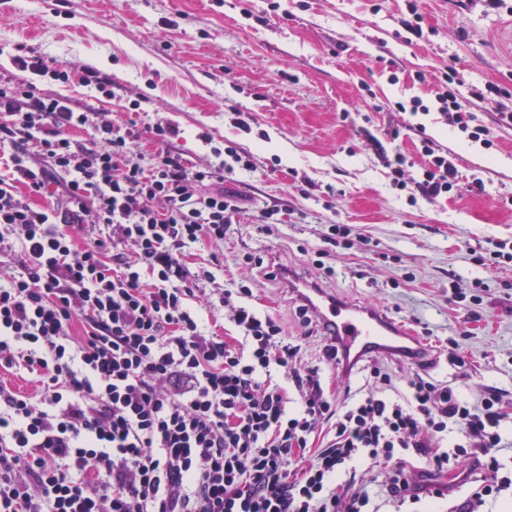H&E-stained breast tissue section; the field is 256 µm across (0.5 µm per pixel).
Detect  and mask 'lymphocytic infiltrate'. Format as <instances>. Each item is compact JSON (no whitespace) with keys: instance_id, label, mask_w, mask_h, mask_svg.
Masks as SVG:
<instances>
[{"instance_id":"f902f5d3","label":"lymphocytic infiltrate","mask_w":512,"mask_h":512,"mask_svg":"<svg viewBox=\"0 0 512 512\" xmlns=\"http://www.w3.org/2000/svg\"><path fill=\"white\" fill-rule=\"evenodd\" d=\"M452 67L435 101L449 126L491 146L475 107L492 99L512 126V88L487 82L461 91ZM91 127L92 145L72 130ZM160 149L138 158L136 124L109 114L89 121L64 98L0 78V226L19 240L22 272L0 285V368H23L32 396L0 386V512H424L434 477L448 476L451 512H481L512 494L499 456L512 447V403L501 389L467 394L416 373L405 392L375 368L361 394L338 401L279 321L246 304L230 319L235 341L204 331L213 306L186 248L224 239L240 206L224 189L251 169L237 149L227 163L189 167L167 144L177 126L151 128ZM44 159L31 166L29 145ZM428 164L387 162L409 198L455 186L454 158L427 135ZM55 201L33 203L48 184ZM164 203L155 209L154 200ZM98 227L77 244L76 233ZM81 335H73L74 325ZM287 373L298 408L273 384Z\"/></svg>"}]
</instances>
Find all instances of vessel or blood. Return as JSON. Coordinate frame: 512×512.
Instances as JSON below:
<instances>
[{"label": "vessel or blood", "mask_w": 512, "mask_h": 512, "mask_svg": "<svg viewBox=\"0 0 512 512\" xmlns=\"http://www.w3.org/2000/svg\"><path fill=\"white\" fill-rule=\"evenodd\" d=\"M283 284L317 313L325 336L335 340L344 355L359 359L386 350L408 351L411 332L401 322L370 307L350 304L294 272Z\"/></svg>", "instance_id": "obj_1"}]
</instances>
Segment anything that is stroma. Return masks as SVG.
Masks as SVG:
<instances>
[{
	"instance_id": "stroma-1",
	"label": "stroma",
	"mask_w": 512,
	"mask_h": 512,
	"mask_svg": "<svg viewBox=\"0 0 512 512\" xmlns=\"http://www.w3.org/2000/svg\"><path fill=\"white\" fill-rule=\"evenodd\" d=\"M410 0H0V76L69 99L79 110L137 123V154L158 149L149 128L178 126L171 143L190 166H219L234 146L253 167L225 179L249 207L217 244L185 251L191 270H212L206 289L237 293L250 284L257 310L279 320L304 365L319 367L329 389L319 324H304L291 294L256 267L275 260L330 293L414 326L425 367L384 353L353 370L359 391L371 366L387 368L398 388L418 370L461 388L484 383L512 400V264L484 267L487 241L512 248V128L496 122L498 104L476 111L494 135L483 147L437 112L392 109L412 98L432 104L437 76L453 67L464 86L512 85V0H421L424 37L396 35ZM34 50L51 71L14 62ZM97 84L84 85L85 70ZM449 150L458 170L447 196L409 201L386 160L409 156L406 178L426 163L414 126ZM399 139H392V130ZM483 187H475L474 176ZM277 212L263 225L259 213ZM348 226L336 245L329 225ZM323 257L325 269L314 261ZM456 340L466 361H448Z\"/></svg>"
}]
</instances>
